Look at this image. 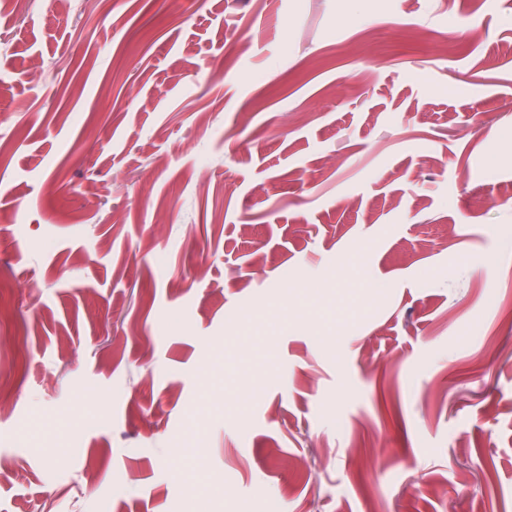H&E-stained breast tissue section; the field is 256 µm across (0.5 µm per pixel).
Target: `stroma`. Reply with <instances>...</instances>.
I'll return each mask as SVG.
<instances>
[{
    "label": "stroma",
    "instance_id": "stroma-1",
    "mask_svg": "<svg viewBox=\"0 0 512 512\" xmlns=\"http://www.w3.org/2000/svg\"><path fill=\"white\" fill-rule=\"evenodd\" d=\"M0 175V512H512V0H10Z\"/></svg>",
    "mask_w": 512,
    "mask_h": 512
}]
</instances>
